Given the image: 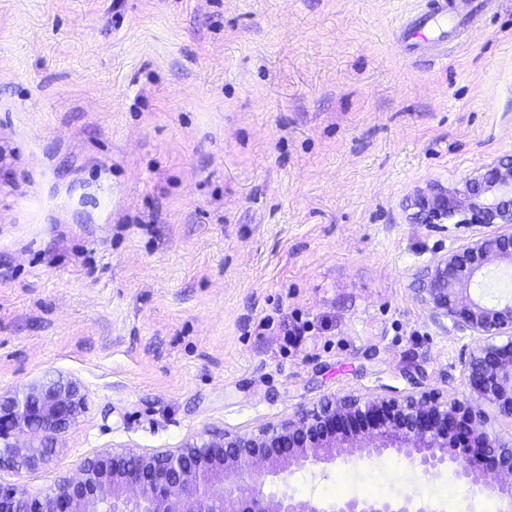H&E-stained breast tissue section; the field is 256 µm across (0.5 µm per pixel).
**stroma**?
I'll list each match as a JSON object with an SVG mask.
<instances>
[{
    "instance_id": "35a3bbf8",
    "label": "stroma",
    "mask_w": 512,
    "mask_h": 512,
    "mask_svg": "<svg viewBox=\"0 0 512 512\" xmlns=\"http://www.w3.org/2000/svg\"><path fill=\"white\" fill-rule=\"evenodd\" d=\"M415 5L0 0V389L60 373L88 394L31 493L332 394L466 392L471 340L416 275L468 231L414 202L512 155V0L408 53ZM266 490L496 505L393 455Z\"/></svg>"
}]
</instances>
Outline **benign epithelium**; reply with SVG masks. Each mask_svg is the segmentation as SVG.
<instances>
[{"label": "benign epithelium", "instance_id": "1", "mask_svg": "<svg viewBox=\"0 0 512 512\" xmlns=\"http://www.w3.org/2000/svg\"><path fill=\"white\" fill-rule=\"evenodd\" d=\"M417 206L424 224L476 229L426 268L417 288L437 324L471 338L461 365L475 398L416 383L400 394L330 396L255 432L207 428L176 450L113 448L37 495L21 481L0 484V512H446L415 494L323 501L264 492L267 479L293 467L388 454L416 475L445 470L480 484L500 512H512V297L489 304L470 293L493 260L512 266V157ZM86 406L82 385L61 374L0 390V471L22 478L45 464Z\"/></svg>", "mask_w": 512, "mask_h": 512}]
</instances>
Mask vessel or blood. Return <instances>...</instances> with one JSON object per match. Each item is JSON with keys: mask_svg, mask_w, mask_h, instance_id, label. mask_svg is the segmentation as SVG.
Returning <instances> with one entry per match:
<instances>
[{"mask_svg": "<svg viewBox=\"0 0 512 512\" xmlns=\"http://www.w3.org/2000/svg\"><path fill=\"white\" fill-rule=\"evenodd\" d=\"M467 23L448 0H428L425 7L414 9L402 20L396 39L404 49L411 50L423 43L445 41Z\"/></svg>", "mask_w": 512, "mask_h": 512, "instance_id": "obj_1", "label": "vessel or blood"}]
</instances>
